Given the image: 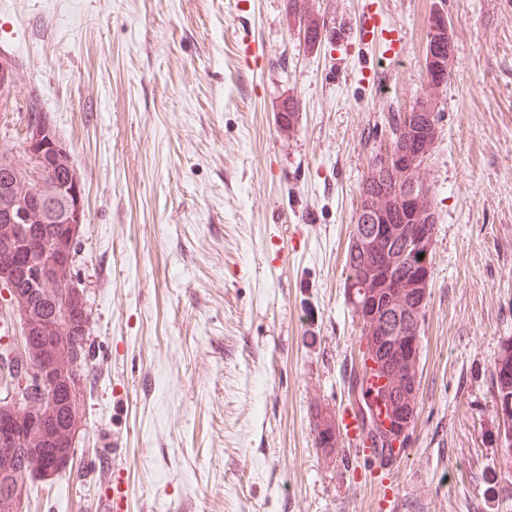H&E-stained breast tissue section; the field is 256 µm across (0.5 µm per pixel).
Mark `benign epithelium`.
Returning <instances> with one entry per match:
<instances>
[{"mask_svg": "<svg viewBox=\"0 0 512 512\" xmlns=\"http://www.w3.org/2000/svg\"><path fill=\"white\" fill-rule=\"evenodd\" d=\"M451 43L448 35V15L441 5H436L431 16V26L428 28L424 52V68L427 76L440 87H445L443 78L448 73V56L452 47L447 51L440 50L444 44ZM16 83V68L5 60L0 61V101H9ZM415 111L429 115L427 124L430 135L416 140L415 147L409 156L395 159L392 140L386 139L382 146L383 160H397V166L412 173L426 166L432 154L431 144L438 138V99L419 97ZM26 140L23 145L25 161L19 163L7 156L0 157L6 167L13 171L12 178L0 182V235L19 238L27 233L30 224H41L50 219L69 225L70 233L62 241L53 246L56 250L57 262L45 261V251L39 248L27 249L24 263L31 278L40 284H45L57 277L60 269L66 270L68 292L65 301L77 302L90 308L86 289L80 287V277L76 274V254L72 245L80 233L85 220L84 187L78 173L70 172L67 184L58 188L62 198V213L53 209V203L36 204L35 198L27 188L43 184L53 168L70 167V158L65 148L58 141L54 128L43 111L41 105L34 103L27 109V119L24 128ZM375 224L374 234L368 235L363 230L353 229V244L362 252L377 250L375 237L397 240L404 243L398 250L390 249L381 254L377 270L361 280V293L366 295L365 303L359 304V324L365 328L362 339L366 355V373L370 391L364 397L356 398L355 406L361 413L379 414V426L382 438L392 448L397 450L407 447L410 440L412 414L414 407L400 405L393 400L388 389L392 378V365L400 367V377L411 392H416L421 379L420 364L422 346L419 336H400L391 341L392 361H387L379 351L384 342L383 336L374 325L377 313L386 306H393L398 301L400 284L392 271L400 265H412L418 268L412 286L417 295L426 297L432 278L434 266L433 239L429 231L419 224H389L385 213L373 205L358 210L355 216L362 213ZM12 316L19 321L21 329L20 342L5 341L0 344L7 349L21 350L26 359L28 375L21 380V387L46 399L58 395L60 387L64 386L75 396L81 395L83 387L79 377L71 374L65 376L59 370V356L42 349L33 351L28 343L34 328H67V321L57 316L51 322L33 313L32 305L24 297H12ZM22 395L15 388L0 393V481L14 484L12 497L8 499V512H25L27 496L21 486L25 472L19 470L14 463L19 451L18 443L30 435L29 426L17 419ZM84 427V416L78 412L69 414L63 431L58 433L59 440L66 444L64 448L52 449V460L47 464H39L35 471L39 481L53 480L69 471L73 450L76 449L79 433Z\"/></svg>", "mask_w": 512, "mask_h": 512, "instance_id": "benign-epithelium-1", "label": "benign epithelium"}]
</instances>
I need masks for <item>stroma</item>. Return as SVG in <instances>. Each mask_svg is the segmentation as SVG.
Wrapping results in <instances>:
<instances>
[{"label":"stroma","mask_w":512,"mask_h":512,"mask_svg":"<svg viewBox=\"0 0 512 512\" xmlns=\"http://www.w3.org/2000/svg\"><path fill=\"white\" fill-rule=\"evenodd\" d=\"M438 3L453 54L415 426L389 464L349 437L329 461L310 412H351L358 185L421 92ZM313 4L315 47L288 0H0V149L37 95L83 182L93 310L73 469L27 512H100L115 478L123 512H512L490 388L512 338V0ZM288 17L294 26L298 25L307 45L315 46L322 41L325 22L323 16L309 6V0H289Z\"/></svg>","instance_id":"stroma-1"}]
</instances>
